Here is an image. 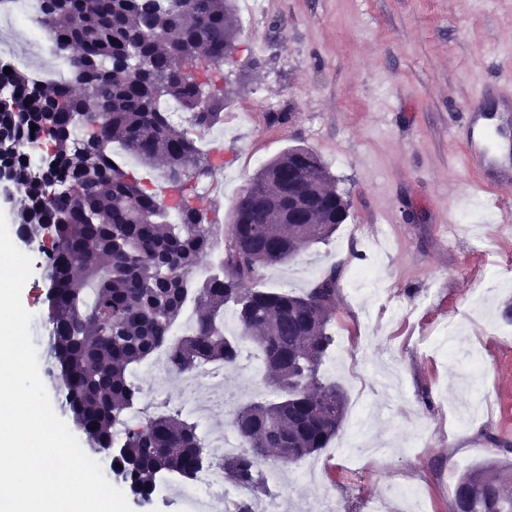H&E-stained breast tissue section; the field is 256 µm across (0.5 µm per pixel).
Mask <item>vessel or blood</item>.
<instances>
[{"instance_id":"b4317fda","label":"vessel or blood","mask_w":512,"mask_h":512,"mask_svg":"<svg viewBox=\"0 0 512 512\" xmlns=\"http://www.w3.org/2000/svg\"><path fill=\"white\" fill-rule=\"evenodd\" d=\"M461 110L467 120L461 125L459 136L467 158L480 171L476 189L492 193L499 185L512 184V155L501 154L494 138L500 127L512 123V107L503 106L491 115L479 100L473 99Z\"/></svg>"}]
</instances>
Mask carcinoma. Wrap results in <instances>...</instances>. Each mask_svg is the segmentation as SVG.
<instances>
[{
	"mask_svg": "<svg viewBox=\"0 0 512 512\" xmlns=\"http://www.w3.org/2000/svg\"><path fill=\"white\" fill-rule=\"evenodd\" d=\"M234 13L235 0H41L40 22L53 52L67 53L69 79L40 83L0 66V167L27 200L21 236L44 255L45 375L87 447L120 449L112 472L142 504L161 473L192 479L206 448L197 424L177 411L127 418L139 393L134 366L160 349L180 373L202 362L238 367L246 340L257 350L276 399L237 410L231 426L242 451L224 457V476L251 496L268 493L270 458L293 463L320 451L346 412L342 388L319 377L333 344L336 270L300 295L250 287L264 267L296 257L347 219L348 201L330 186L320 157L308 149L298 156L313 173L304 224L288 221V192H265L271 182L288 183L290 152L255 174L256 207L248 215L237 203L224 276L203 282L191 273L211 249L206 211L181 204L179 223H170L165 202L112 157L114 145L145 166L163 156L173 189L212 177L210 160L160 104L179 102L199 127L220 122L224 58L241 36ZM36 139L54 159L47 172L23 160ZM189 302L194 326L174 339ZM228 307L237 338L217 326ZM511 484L512 462L492 460L458 480L452 512H512Z\"/></svg>",
	"mask_w": 512,
	"mask_h": 512,
	"instance_id": "1",
	"label": "carcinoma"
}]
</instances>
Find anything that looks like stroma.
<instances>
[{
    "label": "stroma",
    "mask_w": 512,
    "mask_h": 512,
    "mask_svg": "<svg viewBox=\"0 0 512 512\" xmlns=\"http://www.w3.org/2000/svg\"><path fill=\"white\" fill-rule=\"evenodd\" d=\"M242 20L240 50L224 64L232 94L209 155L213 176L198 187L211 222L230 239L237 196L220 193L225 171L248 184L292 147L315 152L345 193L349 216L328 239L266 268L260 287L288 279L303 293L336 272L334 342L320 369L338 384L347 415L374 414L365 437L394 450L378 463L343 454L348 427L315 453L316 488L302 462L282 465L270 484L282 512L329 500L336 512H370L398 484L417 487L424 512H450L449 481L491 458L512 461V251L501 214L475 195V166L455 132L461 107L484 96L495 108L512 93V0H262ZM286 122H275V113ZM376 267L385 292L353 289L355 270ZM491 284L487 302L473 290ZM409 313L394 317L393 303ZM460 325L485 373L471 383L466 352L448 358L425 343L438 326ZM491 417L464 428L454 409L475 391Z\"/></svg>",
    "instance_id": "stroma-1"
}]
</instances>
